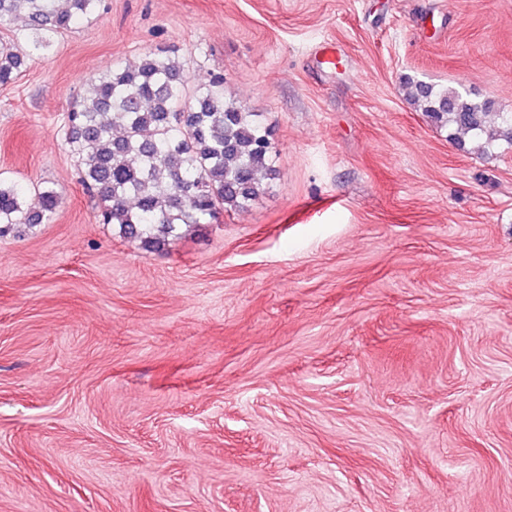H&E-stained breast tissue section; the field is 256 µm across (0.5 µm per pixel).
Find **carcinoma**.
I'll return each instance as SVG.
<instances>
[{"label":"carcinoma","mask_w":512,"mask_h":512,"mask_svg":"<svg viewBox=\"0 0 512 512\" xmlns=\"http://www.w3.org/2000/svg\"><path fill=\"white\" fill-rule=\"evenodd\" d=\"M103 2L0 0V24L22 22L34 48L48 52ZM24 66L14 45L0 42V85ZM406 86L412 104L451 138L462 133L482 152L502 141L512 145V113H493L491 100L412 78ZM67 125L66 142L100 222L118 226L145 250H161L182 228L246 207L273 173L266 127L224 97V80L192 84L163 50L98 75L92 94L73 102ZM59 205L54 189L38 191L32 205L23 188L0 179V237L52 223Z\"/></svg>","instance_id":"1"}]
</instances>
